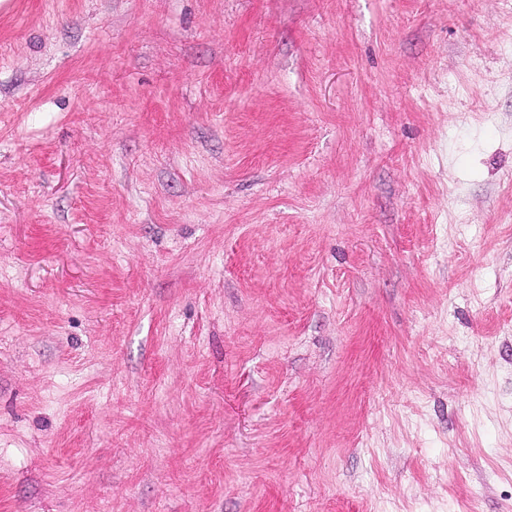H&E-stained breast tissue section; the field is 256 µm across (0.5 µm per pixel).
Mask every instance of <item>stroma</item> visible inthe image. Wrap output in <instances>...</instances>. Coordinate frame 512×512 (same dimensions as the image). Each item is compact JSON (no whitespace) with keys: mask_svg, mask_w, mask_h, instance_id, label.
<instances>
[{"mask_svg":"<svg viewBox=\"0 0 512 512\" xmlns=\"http://www.w3.org/2000/svg\"><path fill=\"white\" fill-rule=\"evenodd\" d=\"M0 512H512V0H0Z\"/></svg>","mask_w":512,"mask_h":512,"instance_id":"stroma-1","label":"stroma"}]
</instances>
